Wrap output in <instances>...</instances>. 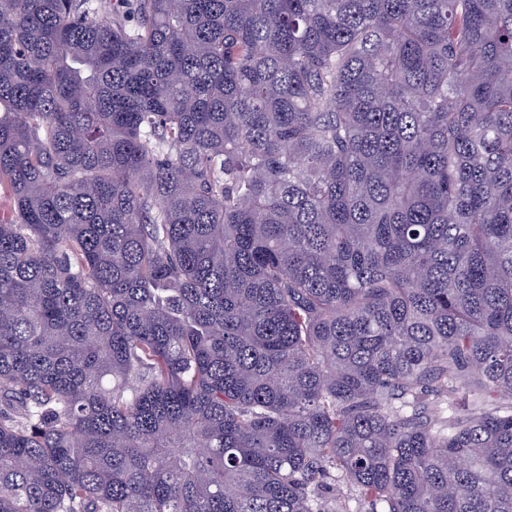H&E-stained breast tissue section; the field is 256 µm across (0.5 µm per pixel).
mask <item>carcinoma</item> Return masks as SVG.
Instances as JSON below:
<instances>
[{
	"label": "carcinoma",
	"instance_id": "carcinoma-1",
	"mask_svg": "<svg viewBox=\"0 0 512 512\" xmlns=\"http://www.w3.org/2000/svg\"><path fill=\"white\" fill-rule=\"evenodd\" d=\"M1 193L0 512H512V0H0Z\"/></svg>",
	"mask_w": 512,
	"mask_h": 512
}]
</instances>
